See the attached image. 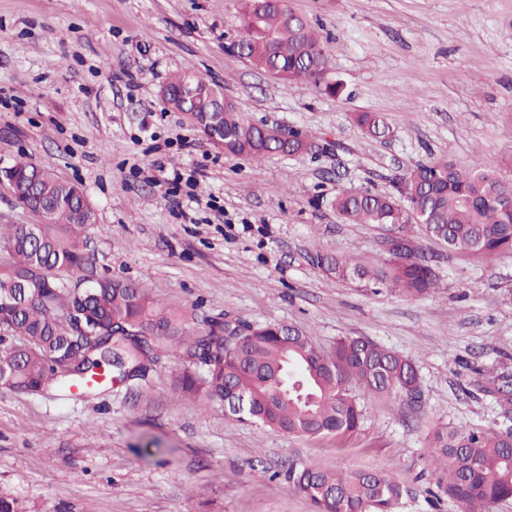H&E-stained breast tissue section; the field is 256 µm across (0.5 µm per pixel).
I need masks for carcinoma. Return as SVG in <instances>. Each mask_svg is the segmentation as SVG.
<instances>
[{"label": "carcinoma", "mask_w": 512, "mask_h": 512, "mask_svg": "<svg viewBox=\"0 0 512 512\" xmlns=\"http://www.w3.org/2000/svg\"><path fill=\"white\" fill-rule=\"evenodd\" d=\"M246 59L273 73L285 86L312 83L329 94L339 85L327 74L331 41L295 15L285 17L280 3L245 0ZM188 82L196 95L189 111L201 125L224 102L221 124L224 153L262 157L312 150L305 138H274L223 95L196 77L175 76L169 85ZM352 120L369 137H386L383 116L356 112ZM7 191L24 196L32 209H43L39 224H9L0 232V385L26 393L91 394L79 373L87 362L95 375L126 383L145 378L158 360L157 348L180 351L193 369L178 375L177 390L205 403L220 401L240 421L297 436L348 438L364 417L359 396L380 398L419 384L412 361L364 337L346 336L325 350L296 330L288 338L280 324H253L242 345L227 337L224 320L206 322L202 332L188 328L172 309L154 304L134 280L96 273L87 248L94 209L83 192L52 171L17 160ZM407 190L417 195L410 216L391 194L336 193L331 207L348 224H418L448 250L488 261L512 253V180L484 169H463L446 160L417 164L407 172ZM331 278L366 280L406 297L435 289L436 275L422 257L406 250L383 260L358 262L347 257L318 258ZM149 336L142 345L138 337ZM291 373L303 383L299 392L282 395L280 379ZM495 393L512 400V375L481 371ZM431 457L448 498L461 512H490L512 498V442L485 429L443 426L432 434ZM291 488L307 497L316 512H397L406 489L379 470L334 472L292 465Z\"/></svg>", "instance_id": "cac0c4a2"}]
</instances>
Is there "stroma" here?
<instances>
[{
  "label": "stroma",
  "instance_id": "stroma-1",
  "mask_svg": "<svg viewBox=\"0 0 512 512\" xmlns=\"http://www.w3.org/2000/svg\"><path fill=\"white\" fill-rule=\"evenodd\" d=\"M334 41L329 95L283 86L235 54L242 0H0V167L18 159L77 184L97 215L100 273L135 280L190 328L228 314L294 327L324 349L363 336L412 360L416 400L364 397L349 440L294 436L225 415L173 387L162 354L147 382L88 399L0 386V497L24 512H315L290 465L375 469L409 493L398 512H458L437 485L442 424L512 430L480 370L512 371V254H451L411 228L437 279L407 298L339 282L318 254L383 259L392 225L347 224L338 191L394 192L446 159L512 179V0H288ZM190 73L252 120L298 129L316 154H225L161 87ZM355 112H376L387 139ZM195 172L172 206L163 182ZM352 120L360 130L369 137H386L390 129L383 116L371 112H356Z\"/></svg>",
  "mask_w": 512,
  "mask_h": 512
}]
</instances>
